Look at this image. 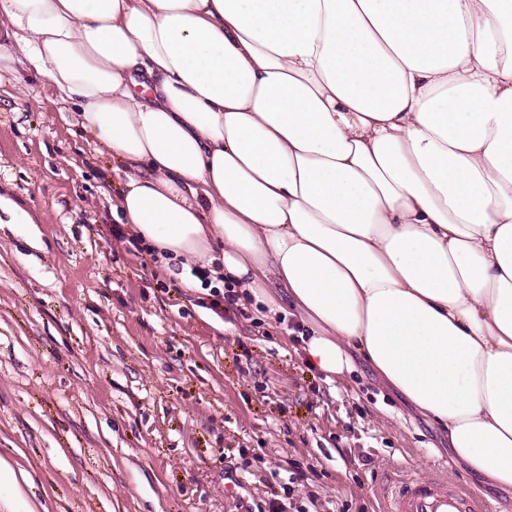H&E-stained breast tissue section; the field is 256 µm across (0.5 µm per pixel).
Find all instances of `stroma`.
<instances>
[{
	"instance_id": "stroma-1",
	"label": "stroma",
	"mask_w": 512,
	"mask_h": 512,
	"mask_svg": "<svg viewBox=\"0 0 512 512\" xmlns=\"http://www.w3.org/2000/svg\"><path fill=\"white\" fill-rule=\"evenodd\" d=\"M123 167L29 63L0 78V484L14 512H379L388 473L446 472L492 512L448 434L362 355L326 383L285 322L221 318L181 265L119 238Z\"/></svg>"
}]
</instances>
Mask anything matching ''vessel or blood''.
<instances>
[{"mask_svg":"<svg viewBox=\"0 0 512 512\" xmlns=\"http://www.w3.org/2000/svg\"><path fill=\"white\" fill-rule=\"evenodd\" d=\"M380 512H489L470 490L447 479H391L381 493Z\"/></svg>","mask_w":512,"mask_h":512,"instance_id":"1","label":"vessel or blood"}]
</instances>
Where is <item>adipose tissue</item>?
Listing matches in <instances>:
<instances>
[{"label":"adipose tissue","instance_id":"ef3b65f1","mask_svg":"<svg viewBox=\"0 0 512 512\" xmlns=\"http://www.w3.org/2000/svg\"><path fill=\"white\" fill-rule=\"evenodd\" d=\"M20 58L162 258L270 318L275 275L328 382L358 350L512 488V0H0Z\"/></svg>","mask_w":512,"mask_h":512}]
</instances>
